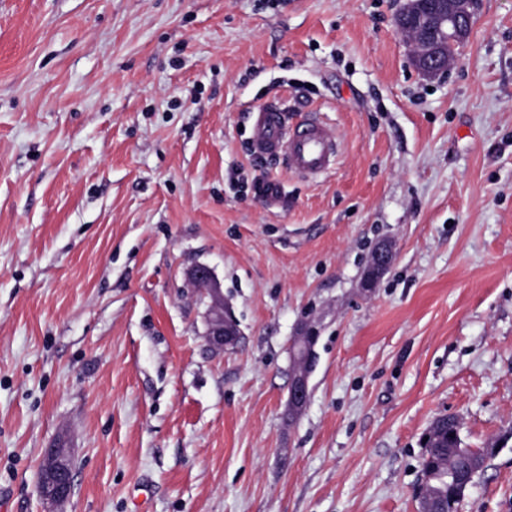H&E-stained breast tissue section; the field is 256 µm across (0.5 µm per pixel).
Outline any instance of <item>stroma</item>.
I'll return each instance as SVG.
<instances>
[{"instance_id":"1","label":"stroma","mask_w":512,"mask_h":512,"mask_svg":"<svg viewBox=\"0 0 512 512\" xmlns=\"http://www.w3.org/2000/svg\"><path fill=\"white\" fill-rule=\"evenodd\" d=\"M399 7L0 0V512H43L63 430V512H418L444 414L495 450L459 512H512V0L432 80ZM267 101L320 113L333 170L252 152ZM197 264L237 320L221 353ZM374 262L372 268L368 270L365 276V286L370 289L375 281L389 266L392 258V248L390 244L384 243L380 245L373 254ZM317 334V323L309 320L302 323L295 336L291 337L294 369L288 394V413L294 417L301 414L309 399V380L315 367ZM72 454L66 445L52 448L43 458L37 492L48 510L60 512L59 507L68 501L73 488Z\"/></svg>"}]
</instances>
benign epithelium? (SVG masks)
Wrapping results in <instances>:
<instances>
[{
  "label": "benign epithelium",
  "mask_w": 512,
  "mask_h": 512,
  "mask_svg": "<svg viewBox=\"0 0 512 512\" xmlns=\"http://www.w3.org/2000/svg\"><path fill=\"white\" fill-rule=\"evenodd\" d=\"M421 3L422 0H404L394 17V25L409 40L416 68L423 75L432 77L448 68L444 47L450 43L461 45L468 38L476 0H435L432 17L422 14ZM373 257L372 268L365 276L368 289L388 268L392 258L391 245H380ZM188 281L202 288L204 297L208 298L204 314L208 346L216 352L234 347L239 336L238 324L211 268L204 264L194 266L188 273ZM317 334V323L309 320L301 324L295 336L291 337L294 369L288 394V413L294 417L301 414L309 399ZM72 488L71 449L59 445L45 455L40 467L37 492L47 505L46 512H60L59 507L68 501Z\"/></svg>",
  "instance_id": "obj_1"
}]
</instances>
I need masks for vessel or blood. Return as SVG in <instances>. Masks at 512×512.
Segmentation results:
<instances>
[{
  "instance_id": "b4317fda",
  "label": "vessel or blood",
  "mask_w": 512,
  "mask_h": 512,
  "mask_svg": "<svg viewBox=\"0 0 512 512\" xmlns=\"http://www.w3.org/2000/svg\"><path fill=\"white\" fill-rule=\"evenodd\" d=\"M251 147L254 154L281 161L288 171L315 179L328 172L340 153L337 135L315 113L289 120L277 102L251 110Z\"/></svg>"
}]
</instances>
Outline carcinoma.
<instances>
[{"label": "carcinoma", "mask_w": 512, "mask_h": 512, "mask_svg": "<svg viewBox=\"0 0 512 512\" xmlns=\"http://www.w3.org/2000/svg\"><path fill=\"white\" fill-rule=\"evenodd\" d=\"M430 434L422 458V477L427 479L431 492L440 498L445 512H457L462 499L459 486L464 482L474 484L482 470L475 465L481 451L462 447L461 423L452 415L440 417L430 427Z\"/></svg>", "instance_id": "carcinoma-1"}]
</instances>
